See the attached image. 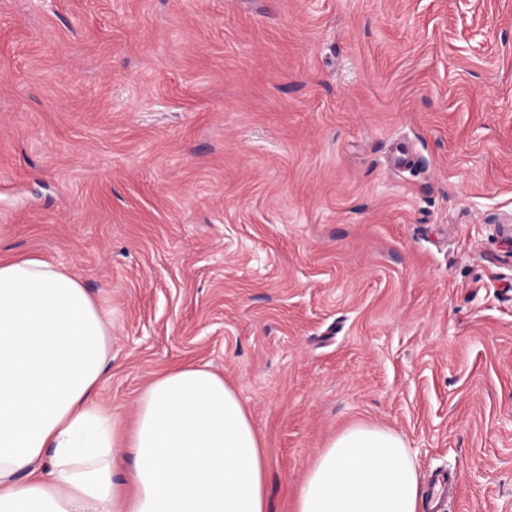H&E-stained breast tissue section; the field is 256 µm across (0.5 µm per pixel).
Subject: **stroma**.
<instances>
[{
	"instance_id": "stroma-1",
	"label": "stroma",
	"mask_w": 512,
	"mask_h": 512,
	"mask_svg": "<svg viewBox=\"0 0 512 512\" xmlns=\"http://www.w3.org/2000/svg\"><path fill=\"white\" fill-rule=\"evenodd\" d=\"M76 274L131 423L208 366L267 512L347 427L512 512V0H0V259Z\"/></svg>"
}]
</instances>
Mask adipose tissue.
<instances>
[{
  "label": "adipose tissue",
  "instance_id": "ef3b65f1",
  "mask_svg": "<svg viewBox=\"0 0 512 512\" xmlns=\"http://www.w3.org/2000/svg\"><path fill=\"white\" fill-rule=\"evenodd\" d=\"M110 323L72 272L0 263V512H267L268 451L238 394L196 364L141 392L131 425L95 391ZM127 450L134 470L121 477ZM404 440L374 425L334 437L293 512H420Z\"/></svg>",
  "mask_w": 512,
  "mask_h": 512
}]
</instances>
